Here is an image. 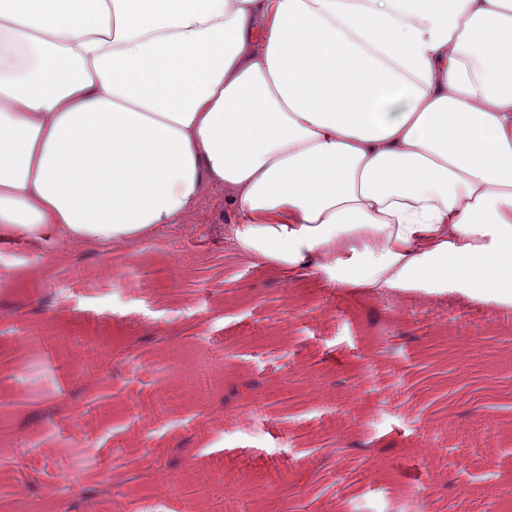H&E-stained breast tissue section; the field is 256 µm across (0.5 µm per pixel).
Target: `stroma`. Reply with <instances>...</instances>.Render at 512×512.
I'll use <instances>...</instances> for the list:
<instances>
[{
	"label": "stroma",
	"mask_w": 512,
	"mask_h": 512,
	"mask_svg": "<svg viewBox=\"0 0 512 512\" xmlns=\"http://www.w3.org/2000/svg\"><path fill=\"white\" fill-rule=\"evenodd\" d=\"M200 217L166 228L159 241L123 250H87L81 262L46 265L24 243L0 245V300L12 289L56 294L47 328L82 326L126 341L142 326L203 321L175 369L204 365L210 392L152 418L161 385L151 358L121 365L105 407H86L78 424L58 420L52 440L33 451L37 481L52 484L73 464L63 444L77 439L99 467L172 447L205 433L221 449L223 480L212 498L240 512L226 479L277 465L289 475L340 429L394 440L390 455L340 461L304 496L306 512H388L395 497L448 476L460 497L432 500L428 512H487L494 487L512 485V308L491 310L449 295L432 303L408 296L370 299L306 279L279 287L269 271L240 262L224 238L237 209L209 192ZM436 336L435 348L393 361L375 358L365 315ZM262 373L270 393L229 418L218 409L230 374ZM180 498L113 493L100 512H193L190 471Z\"/></svg>",
	"instance_id": "35a3bbf8"
}]
</instances>
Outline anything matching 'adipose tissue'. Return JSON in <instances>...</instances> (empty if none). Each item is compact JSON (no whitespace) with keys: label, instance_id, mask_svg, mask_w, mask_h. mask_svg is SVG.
<instances>
[{"label":"adipose tissue","instance_id":"ef3b65f1","mask_svg":"<svg viewBox=\"0 0 512 512\" xmlns=\"http://www.w3.org/2000/svg\"><path fill=\"white\" fill-rule=\"evenodd\" d=\"M512 0H0V240L133 248L220 188L289 286L512 308Z\"/></svg>","mask_w":512,"mask_h":512}]
</instances>
